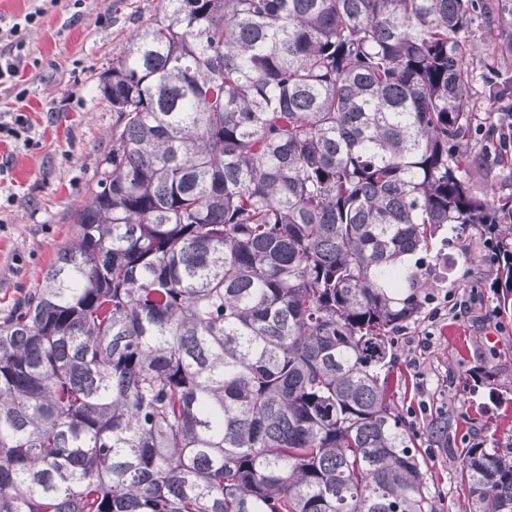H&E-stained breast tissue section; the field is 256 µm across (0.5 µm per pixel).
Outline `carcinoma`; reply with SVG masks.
Listing matches in <instances>:
<instances>
[{
  "label": "carcinoma",
  "instance_id": "carcinoma-1",
  "mask_svg": "<svg viewBox=\"0 0 512 512\" xmlns=\"http://www.w3.org/2000/svg\"><path fill=\"white\" fill-rule=\"evenodd\" d=\"M481 9L162 0L103 73L76 234L0 317V512H431L405 257L476 231L512 318V194L470 170ZM461 456L473 512H512V455Z\"/></svg>",
  "mask_w": 512,
  "mask_h": 512
}]
</instances>
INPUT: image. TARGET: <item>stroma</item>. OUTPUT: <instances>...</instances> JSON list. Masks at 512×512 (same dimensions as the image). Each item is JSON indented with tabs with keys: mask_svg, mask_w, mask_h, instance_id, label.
Masks as SVG:
<instances>
[{
	"mask_svg": "<svg viewBox=\"0 0 512 512\" xmlns=\"http://www.w3.org/2000/svg\"><path fill=\"white\" fill-rule=\"evenodd\" d=\"M467 39L470 92L479 126H489L492 88L512 87V60L496 50L499 30L488 11ZM160 0H0V28L35 9L38 24L23 33L31 64L15 85H0V114L29 124L0 141V314L38 287L74 232V217L95 183L118 116L101 93V76L131 34L158 13ZM432 253L452 252L451 270L433 273L450 292L447 314L429 306L394 336L395 407L419 436L433 512H469L458 480L463 448L482 439L512 450V321L496 312L495 270L475 233L438 232ZM488 371L492 386L473 376ZM447 424L448 442L433 429Z\"/></svg>",
	"mask_w": 512,
	"mask_h": 512,
	"instance_id": "1",
	"label": "stroma"
}]
</instances>
